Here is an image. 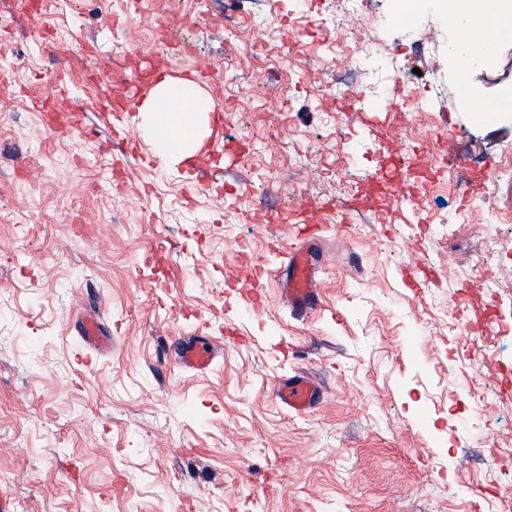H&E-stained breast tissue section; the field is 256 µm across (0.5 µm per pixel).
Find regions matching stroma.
<instances>
[{
  "instance_id": "stroma-1",
  "label": "stroma",
  "mask_w": 512,
  "mask_h": 512,
  "mask_svg": "<svg viewBox=\"0 0 512 512\" xmlns=\"http://www.w3.org/2000/svg\"><path fill=\"white\" fill-rule=\"evenodd\" d=\"M391 9L368 29L349 0H43L29 22L0 0V512H512L491 483L512 472V172L468 194L436 155L451 130L472 167L502 160L512 119L462 103L435 0L409 26ZM338 36L419 68L396 101L389 58L364 61L394 111L339 110ZM162 48L224 107L194 164L126 92ZM473 80L512 85V42ZM387 147L435 177L324 222ZM302 204L324 255L298 319L275 275ZM479 282L497 320L470 332ZM89 317L115 339L91 373ZM192 336L221 337L212 369L174 364ZM298 372L325 385L304 412L276 397Z\"/></svg>"
}]
</instances>
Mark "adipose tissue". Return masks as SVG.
<instances>
[{
    "label": "adipose tissue",
    "mask_w": 512,
    "mask_h": 512,
    "mask_svg": "<svg viewBox=\"0 0 512 512\" xmlns=\"http://www.w3.org/2000/svg\"><path fill=\"white\" fill-rule=\"evenodd\" d=\"M440 11L452 35L448 59L462 74L460 97L476 101L472 75L488 66L502 42L512 40V0H443ZM188 85V80L165 77L140 107L153 138L176 164L198 155L211 133L214 105L197 91L179 97V89Z\"/></svg>",
    "instance_id": "1"
}]
</instances>
